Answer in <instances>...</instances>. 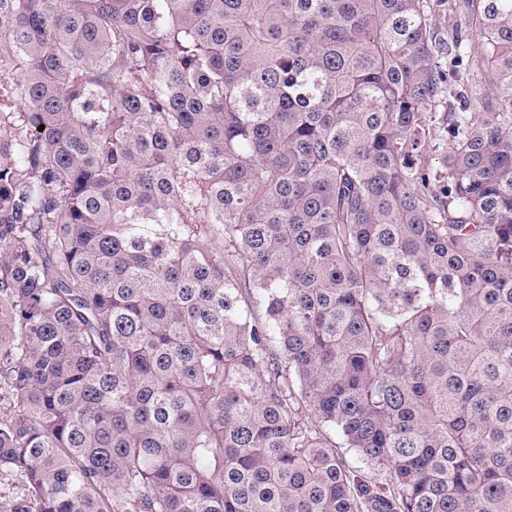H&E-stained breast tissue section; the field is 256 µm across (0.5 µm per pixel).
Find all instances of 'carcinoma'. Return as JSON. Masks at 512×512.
<instances>
[{
  "label": "carcinoma",
  "instance_id": "1",
  "mask_svg": "<svg viewBox=\"0 0 512 512\" xmlns=\"http://www.w3.org/2000/svg\"><path fill=\"white\" fill-rule=\"evenodd\" d=\"M3 99L0 512H512V0H0Z\"/></svg>",
  "mask_w": 512,
  "mask_h": 512
}]
</instances>
